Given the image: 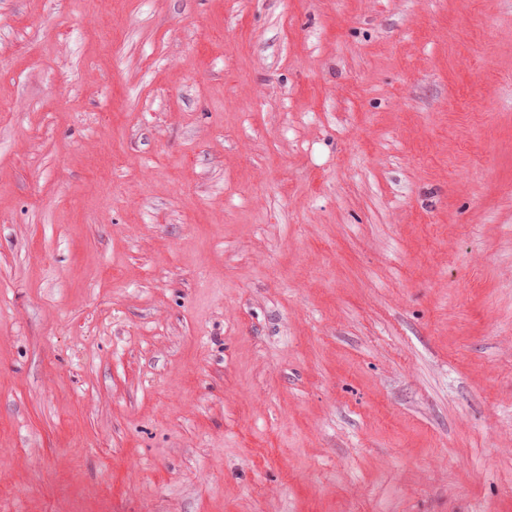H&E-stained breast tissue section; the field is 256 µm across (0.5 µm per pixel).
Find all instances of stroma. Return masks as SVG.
Returning <instances> with one entry per match:
<instances>
[{"instance_id": "obj_1", "label": "stroma", "mask_w": 512, "mask_h": 512, "mask_svg": "<svg viewBox=\"0 0 512 512\" xmlns=\"http://www.w3.org/2000/svg\"><path fill=\"white\" fill-rule=\"evenodd\" d=\"M0 512H512V0H0Z\"/></svg>"}]
</instances>
